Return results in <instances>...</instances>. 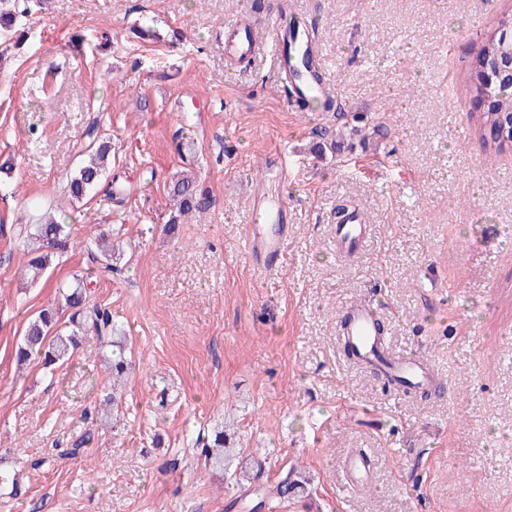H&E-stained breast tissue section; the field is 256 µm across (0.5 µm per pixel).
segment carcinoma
I'll return each mask as SVG.
<instances>
[{
  "label": "carcinoma",
  "instance_id": "cac0c4a2",
  "mask_svg": "<svg viewBox=\"0 0 512 512\" xmlns=\"http://www.w3.org/2000/svg\"><path fill=\"white\" fill-rule=\"evenodd\" d=\"M43 0H0V39L7 44L11 28L16 23H25L35 12L41 10ZM512 31V13L501 15L494 31L485 36L468 65V85L476 102L490 98L483 109L473 114L474 125L483 136H490L499 147L512 145V82L507 76L495 77L512 41L503 40L501 33ZM88 160L83 162L70 176L66 189L72 200L81 202L93 197L112 164V141L94 120L88 130V144L84 149ZM171 210L166 229L175 231L176 225L186 217L205 208L208 196L199 188L194 174L183 171L175 175L166 187ZM70 216L57 221L52 207L40 206L24 225L23 243L31 258L24 269L28 280L42 278L53 260L77 247L72 238ZM85 252L99 266L102 274L118 269L117 257L123 255L120 242L112 240L110 234H99L84 245ZM60 300L39 311L31 319L15 345L17 364L40 362L44 368L55 370L67 362L78 348L81 339L92 338L101 347L110 349L105 355L106 368L112 370L116 380L133 373L132 361L125 356L127 337L112 320V312L90 301L84 276L74 274L68 283L57 286ZM122 395L117 388L102 396L101 417L112 420V427L121 421L119 407ZM205 465L216 473L228 474L244 491L257 499V506L272 512L289 500L310 496L308 478L294 473L273 486L260 482L262 462L235 446V441L224 430V425L215 427L202 444Z\"/></svg>",
  "mask_w": 512,
  "mask_h": 512
}]
</instances>
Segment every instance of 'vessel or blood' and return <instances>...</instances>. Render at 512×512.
Listing matches in <instances>:
<instances>
[{"instance_id":"1","label":"vessel or blood","mask_w":512,"mask_h":512,"mask_svg":"<svg viewBox=\"0 0 512 512\" xmlns=\"http://www.w3.org/2000/svg\"><path fill=\"white\" fill-rule=\"evenodd\" d=\"M292 10V5H285L275 22L270 42L260 40L255 25L247 23L228 39L225 50L229 53L258 56L269 49L273 52L274 64L279 68H301L300 77L288 85L291 95L296 96L309 93V73L321 69L322 58L317 42L307 40L303 33L290 30ZM250 212L252 223L265 225L266 231L261 235L252 232L247 234L246 255L258 271L267 273L281 267L284 262L289 233L288 207L259 196L254 199ZM368 229V224L358 213L347 223L336 225L333 238L337 252L350 253L358 249L364 242ZM376 320L375 307L369 302L351 307L340 320L339 333L346 336L356 349L361 364L374 371L383 367L389 368L394 375L424 389H432L436 379L427 362L410 355L388 357V339L378 334L374 327ZM342 470L349 485L364 486L370 481V467L360 456L346 458Z\"/></svg>"}]
</instances>
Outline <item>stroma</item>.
I'll return each mask as SVG.
<instances>
[{
    "label": "stroma",
    "mask_w": 512,
    "mask_h": 512,
    "mask_svg": "<svg viewBox=\"0 0 512 512\" xmlns=\"http://www.w3.org/2000/svg\"><path fill=\"white\" fill-rule=\"evenodd\" d=\"M253 3L49 0L0 63V468L27 489L0 494V512H248L192 445L225 421L266 479L309 478L308 507L287 512H512V146L475 131L465 78L512 0H295L338 90L334 113L292 104L271 59L225 54V26ZM141 26L161 41L138 39ZM102 102L127 194L110 202L104 184L74 204L65 186ZM359 112L383 128L312 153ZM183 169L210 204L169 235L165 185ZM258 194L284 199L291 224L283 266L263 276L243 249ZM48 199L80 212L77 238L108 230L128 244L94 292L133 340L114 433L96 415L111 381L93 340L55 373L16 368L28 320L91 266L73 251L23 280L17 227ZM344 200L371 233L340 259ZM365 299L444 399L405 396L344 355L339 316ZM90 428L84 462L18 468ZM359 452L363 490L341 474Z\"/></svg>",
    "instance_id": "1"
}]
</instances>
